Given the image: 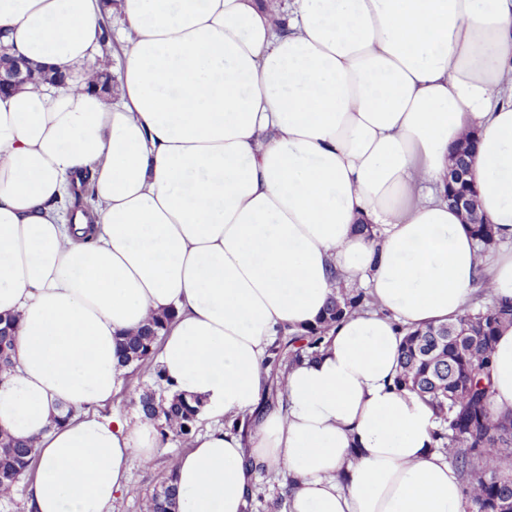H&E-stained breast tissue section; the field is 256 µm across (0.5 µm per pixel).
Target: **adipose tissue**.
Here are the masks:
<instances>
[{
    "instance_id": "obj_1",
    "label": "adipose tissue",
    "mask_w": 512,
    "mask_h": 512,
    "mask_svg": "<svg viewBox=\"0 0 512 512\" xmlns=\"http://www.w3.org/2000/svg\"><path fill=\"white\" fill-rule=\"evenodd\" d=\"M282 12L0 0V45L75 76L0 95V318L16 336L0 431L34 443L28 512H110L132 458L160 452L151 421L97 408L120 392L124 336L168 313L163 383L210 421L176 459V512H246L261 467L295 480L290 512H463L433 410L395 381L401 328L460 315L480 263L446 198L466 133L480 207L512 241V0ZM111 13L126 27L108 102L86 81ZM88 166L98 205L63 221L57 203ZM338 277L376 309L287 372L286 407L249 437L225 428L256 413L270 347L317 321ZM490 404L512 412V326Z\"/></svg>"
}]
</instances>
